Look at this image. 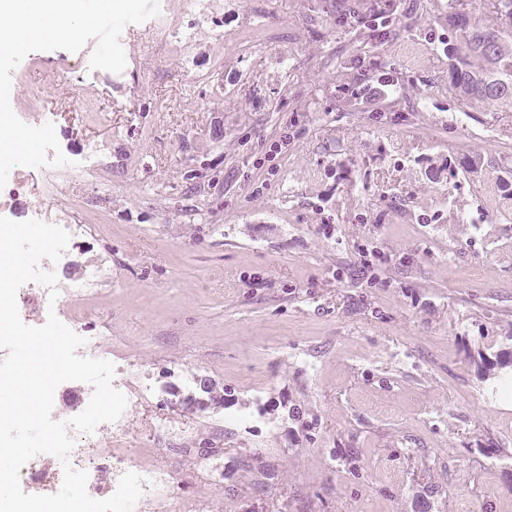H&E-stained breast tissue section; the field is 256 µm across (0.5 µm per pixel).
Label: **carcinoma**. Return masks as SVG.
Listing matches in <instances>:
<instances>
[{
    "instance_id": "carcinoma-1",
    "label": "carcinoma",
    "mask_w": 512,
    "mask_h": 512,
    "mask_svg": "<svg viewBox=\"0 0 512 512\" xmlns=\"http://www.w3.org/2000/svg\"><path fill=\"white\" fill-rule=\"evenodd\" d=\"M482 9L479 22L448 12V26L456 33L448 43L449 88L463 103L512 108V0H483ZM493 367L499 373L490 393L512 381V351Z\"/></svg>"
}]
</instances>
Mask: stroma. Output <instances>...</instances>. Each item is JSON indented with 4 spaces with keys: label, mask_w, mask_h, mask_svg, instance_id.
<instances>
[{
    "label": "stroma",
    "mask_w": 512,
    "mask_h": 512,
    "mask_svg": "<svg viewBox=\"0 0 512 512\" xmlns=\"http://www.w3.org/2000/svg\"><path fill=\"white\" fill-rule=\"evenodd\" d=\"M373 2L159 0L123 30L120 75L74 60L62 80V50L12 73L13 111L93 154L21 168L14 204L85 227L57 316L151 392L84 456L176 469L145 512H512V400L484 368L512 347V112L448 89V10L478 20L479 0H396L360 27ZM384 70L396 92L370 95ZM474 156L488 177L449 180ZM204 377L223 399L189 412Z\"/></svg>",
    "instance_id": "obj_1"
}]
</instances>
